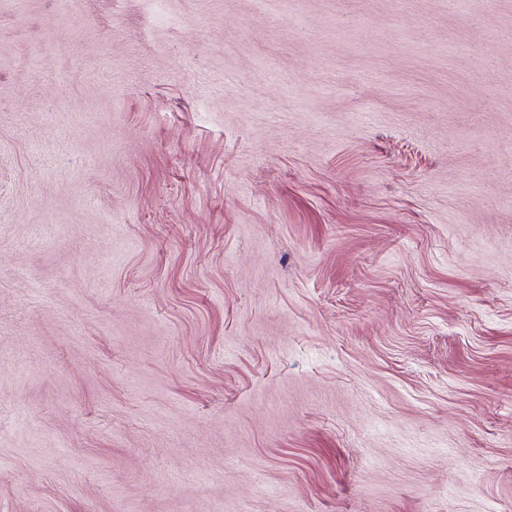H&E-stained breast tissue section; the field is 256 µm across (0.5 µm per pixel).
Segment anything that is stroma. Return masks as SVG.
<instances>
[{"mask_svg": "<svg viewBox=\"0 0 512 512\" xmlns=\"http://www.w3.org/2000/svg\"><path fill=\"white\" fill-rule=\"evenodd\" d=\"M0 512H512V0H0Z\"/></svg>", "mask_w": 512, "mask_h": 512, "instance_id": "stroma-1", "label": "stroma"}]
</instances>
